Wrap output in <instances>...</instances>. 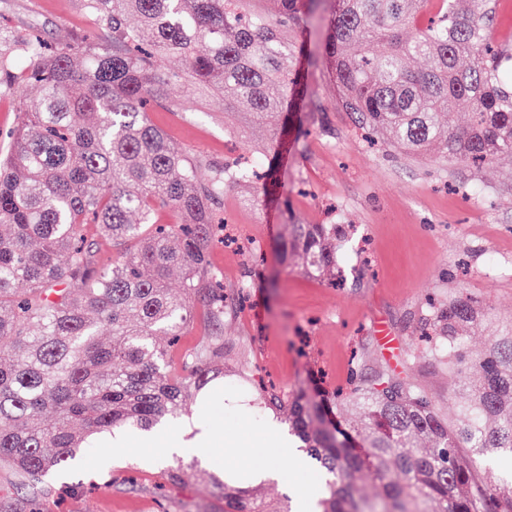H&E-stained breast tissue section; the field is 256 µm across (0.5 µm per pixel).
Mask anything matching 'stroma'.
<instances>
[{"mask_svg":"<svg viewBox=\"0 0 512 512\" xmlns=\"http://www.w3.org/2000/svg\"><path fill=\"white\" fill-rule=\"evenodd\" d=\"M37 30L55 44L88 36L93 23L80 0H0V39ZM305 94L300 111L312 122L290 130L294 161L278 169L280 192L262 198L254 185L227 191V220L258 231L264 261L246 277V254L218 247L212 263L224 282L250 284L249 314L225 322L222 332L235 351L252 360L255 379L288 390L312 382L322 371L328 382L345 383L353 354L372 377L379 362L406 373L426 388L446 415H454L456 380L416 346L428 298L462 292L491 305L494 321H512V157L472 168L426 160L386 148L369 147L336 97L321 59L322 21L305 37ZM25 81L0 85V149L18 123L16 107L37 98ZM170 98L186 102L185 112L163 108L152 122L173 144L207 161L224 160V114L198 98L191 86L169 85ZM278 212L277 227L264 221L267 204ZM282 224H341L351 244L341 251L346 280L332 287L281 262L275 239ZM398 340L385 352L380 330ZM187 454L158 461L136 456L113 459L100 471L63 474L50 480L41 512H222L223 501L205 472L192 468ZM185 465L181 485L166 480L169 467Z\"/></svg>","mask_w":512,"mask_h":512,"instance_id":"obj_1","label":"stroma"}]
</instances>
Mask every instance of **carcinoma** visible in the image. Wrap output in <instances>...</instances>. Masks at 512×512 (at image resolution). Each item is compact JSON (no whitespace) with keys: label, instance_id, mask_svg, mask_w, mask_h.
<instances>
[{"label":"carcinoma","instance_id":"obj_1","mask_svg":"<svg viewBox=\"0 0 512 512\" xmlns=\"http://www.w3.org/2000/svg\"><path fill=\"white\" fill-rule=\"evenodd\" d=\"M253 2L82 0L92 39L54 48L28 30L0 41V84L40 89L18 104L0 152V464L28 502L99 436L177 424L224 377L234 345L218 330L182 353L178 372L168 354L196 307L217 327L237 313L210 246L224 235V192L253 170L178 150L148 112L186 111L165 94L184 80L224 109L226 128L276 114L286 129L302 96L298 33L317 0ZM328 2L321 56L341 111L409 155L486 164L512 154V46L492 42V0H442L424 26L426 0ZM379 42L382 54L371 51ZM166 56L186 68L162 69ZM459 101L469 123L447 128L442 116ZM167 212L177 221H162ZM341 236L339 224H288L280 259L335 285ZM423 321L425 354L458 378L453 421L386 367L370 381L354 368L347 387L320 396L252 379L240 352L238 377L285 418L319 475L316 512H512V480L482 473L492 453L512 456V327L493 329L473 355L466 333L492 323L485 302L461 293ZM211 480L224 512H292ZM362 481L379 496L361 495Z\"/></svg>","mask_w":512,"mask_h":512}]
</instances>
